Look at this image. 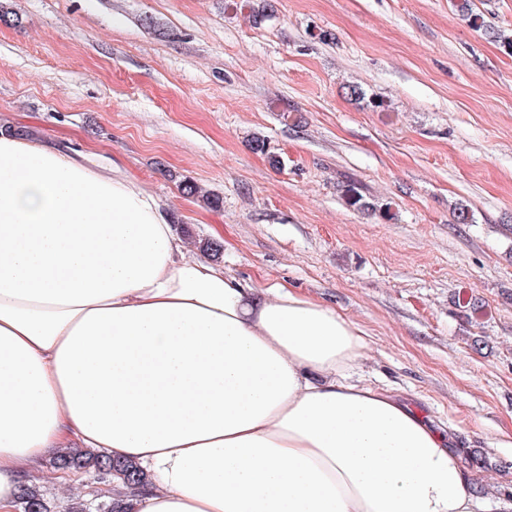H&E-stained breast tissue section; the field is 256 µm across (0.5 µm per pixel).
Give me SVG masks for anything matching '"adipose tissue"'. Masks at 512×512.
I'll return each instance as SVG.
<instances>
[{"label":"adipose tissue","instance_id":"ef3b65f1","mask_svg":"<svg viewBox=\"0 0 512 512\" xmlns=\"http://www.w3.org/2000/svg\"><path fill=\"white\" fill-rule=\"evenodd\" d=\"M365 347L191 256L111 153L0 127V512L75 443L144 469L136 512H473L461 449L350 382Z\"/></svg>","mask_w":512,"mask_h":512}]
</instances>
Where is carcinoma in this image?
I'll list each match as a JSON object with an SVG mask.
<instances>
[{"mask_svg": "<svg viewBox=\"0 0 512 512\" xmlns=\"http://www.w3.org/2000/svg\"><path fill=\"white\" fill-rule=\"evenodd\" d=\"M53 464L58 471L81 470L99 483L116 481L130 489L141 488L148 483V476L136 463L90 449L68 448L57 454ZM17 499L23 512H54L50 500L26 483L20 485ZM102 509L103 512H135L133 500L119 496L111 497Z\"/></svg>", "mask_w": 512, "mask_h": 512, "instance_id": "1", "label": "carcinoma"}]
</instances>
